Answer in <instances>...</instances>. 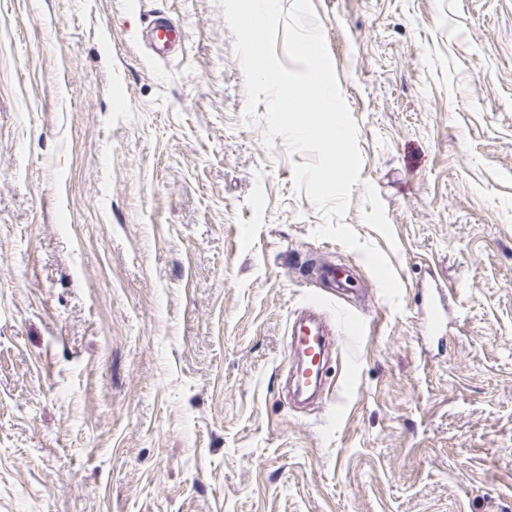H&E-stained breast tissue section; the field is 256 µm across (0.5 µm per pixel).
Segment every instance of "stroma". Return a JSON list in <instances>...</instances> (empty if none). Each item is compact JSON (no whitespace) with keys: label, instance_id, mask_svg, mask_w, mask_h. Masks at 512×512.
<instances>
[{"label":"stroma","instance_id":"35a3bbf8","mask_svg":"<svg viewBox=\"0 0 512 512\" xmlns=\"http://www.w3.org/2000/svg\"><path fill=\"white\" fill-rule=\"evenodd\" d=\"M312 3L396 305L245 119L219 0H0V512H512V0ZM151 10L186 31L163 59ZM291 336L292 345H297L295 349L297 356L299 358L309 355L311 359L315 360L316 357L319 356L318 362L315 363L314 361V369L309 368V370L307 371V375H311L313 380H317L321 368V365H319L320 355L325 348V341L323 339V335L318 331L312 330L310 328L308 331H306V333L303 330L299 331V336L296 337L295 341L293 337L295 336V333H293ZM310 378H308V382L310 381Z\"/></svg>","mask_w":512,"mask_h":512}]
</instances>
